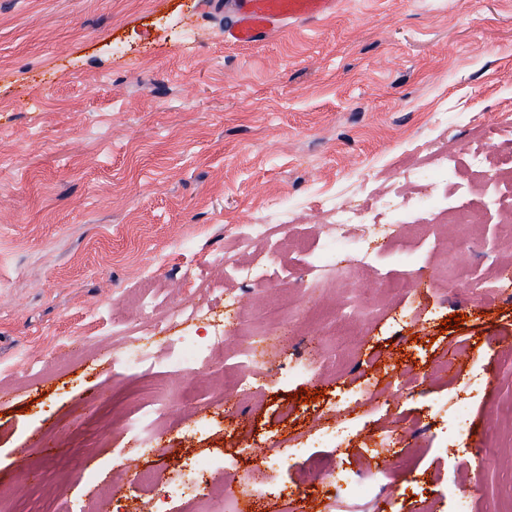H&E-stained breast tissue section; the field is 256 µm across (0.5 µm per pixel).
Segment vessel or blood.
<instances>
[{
    "instance_id": "vessel-or-blood-1",
    "label": "vessel or blood",
    "mask_w": 512,
    "mask_h": 512,
    "mask_svg": "<svg viewBox=\"0 0 512 512\" xmlns=\"http://www.w3.org/2000/svg\"><path fill=\"white\" fill-rule=\"evenodd\" d=\"M236 21L224 32L225 41L258 42L288 20H311L334 13L336 0H235Z\"/></svg>"
}]
</instances>
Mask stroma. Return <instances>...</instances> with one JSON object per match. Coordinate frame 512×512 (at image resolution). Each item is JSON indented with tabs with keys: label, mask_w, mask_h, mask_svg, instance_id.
<instances>
[{
	"label": "stroma",
	"mask_w": 512,
	"mask_h": 512,
	"mask_svg": "<svg viewBox=\"0 0 512 512\" xmlns=\"http://www.w3.org/2000/svg\"><path fill=\"white\" fill-rule=\"evenodd\" d=\"M232 19L231 0H0L1 505L53 512L59 498L94 497L70 480L76 466L127 496L149 467L161 494L203 448L223 454L221 482L295 438L302 452L257 502L242 499L246 512H337L328 487L295 485L326 456L340 470L391 471L376 512H454L456 497L468 512H495L512 495L501 461L512 456V361L502 357L512 349V238L499 226L512 207V0H339L334 14L283 23L249 46L225 41ZM447 152L450 176L402 182L400 168ZM493 177L496 209L483 204ZM397 193L433 198L436 222L376 239L374 270L340 250L335 274L310 276L327 245L328 198L391 224ZM461 204L472 213L464 229L450 217ZM248 224L283 225L306 247L239 251ZM451 240L459 246L445 252ZM462 267L466 289L449 288ZM194 281L214 287L210 311L232 325L222 371L201 368L189 397L160 367L115 373L113 319H137L144 294L158 312L181 303ZM492 288L505 296L478 300ZM279 299L288 340L269 349L265 369L314 352L320 375L229 395L238 348L272 331ZM456 313L464 322L443 329ZM482 377L490 384L456 432L451 407ZM145 379L169 409L157 452L123 469L111 454L127 444L121 426L100 445L101 399ZM383 387L387 401L348 413L342 448L318 441L317 429L336 424L332 407ZM400 425V442L378 448ZM60 441L67 452L51 457ZM415 444L414 469L398 468Z\"/></svg>",
	"instance_id": "obj_1"
}]
</instances>
